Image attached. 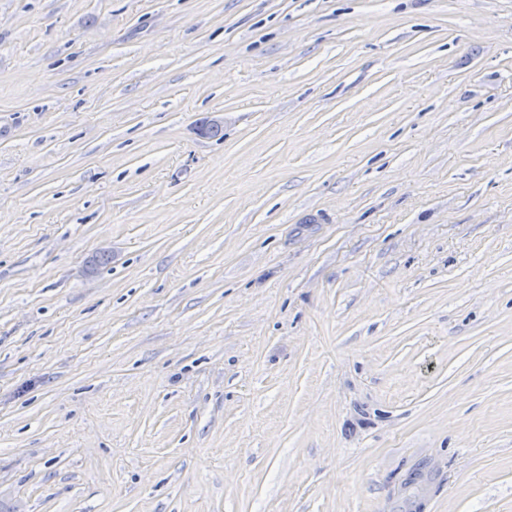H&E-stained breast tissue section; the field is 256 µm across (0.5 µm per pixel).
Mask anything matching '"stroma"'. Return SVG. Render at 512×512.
<instances>
[{"label":"stroma","mask_w":512,"mask_h":512,"mask_svg":"<svg viewBox=\"0 0 512 512\" xmlns=\"http://www.w3.org/2000/svg\"><path fill=\"white\" fill-rule=\"evenodd\" d=\"M0 512H512V0H0Z\"/></svg>","instance_id":"stroma-1"}]
</instances>
